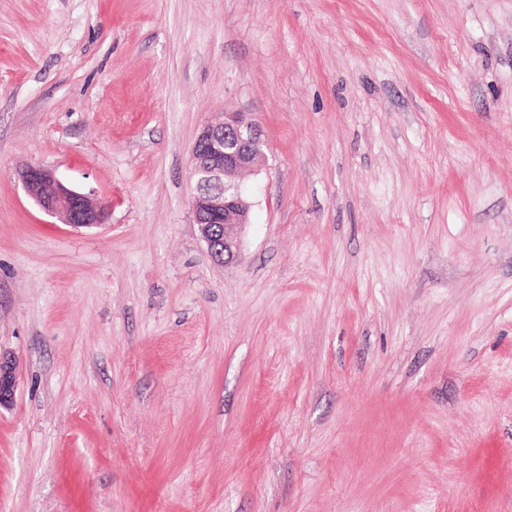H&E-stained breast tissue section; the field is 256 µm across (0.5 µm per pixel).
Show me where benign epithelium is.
I'll use <instances>...</instances> for the list:
<instances>
[{"label": "benign epithelium", "mask_w": 512, "mask_h": 512, "mask_svg": "<svg viewBox=\"0 0 512 512\" xmlns=\"http://www.w3.org/2000/svg\"><path fill=\"white\" fill-rule=\"evenodd\" d=\"M264 147L259 125L245 112H226L223 120L206 124L192 147L193 221L218 265L238 261L235 229L249 223L252 202L237 176L260 165ZM18 176L40 209L62 223L75 227L104 223L106 205L70 188L53 170L28 166ZM15 390V361L0 356V407L13 403Z\"/></svg>", "instance_id": "benign-epithelium-1"}]
</instances>
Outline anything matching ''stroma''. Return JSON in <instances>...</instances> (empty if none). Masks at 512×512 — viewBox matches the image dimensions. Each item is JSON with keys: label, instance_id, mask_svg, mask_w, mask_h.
Segmentation results:
<instances>
[{"label": "stroma", "instance_id": "1", "mask_svg": "<svg viewBox=\"0 0 512 512\" xmlns=\"http://www.w3.org/2000/svg\"><path fill=\"white\" fill-rule=\"evenodd\" d=\"M0 353V512H512V0H0ZM264 147L259 125L245 112H226L222 121L206 124L192 147L193 221L218 265L238 261L234 230L250 223L252 202L237 176L260 165ZM27 195L46 214L75 227H91L104 223L106 205L67 186L49 168L28 166L19 173ZM15 370V361L0 355V407H7L13 403L16 390Z\"/></svg>", "mask_w": 512, "mask_h": 512}]
</instances>
